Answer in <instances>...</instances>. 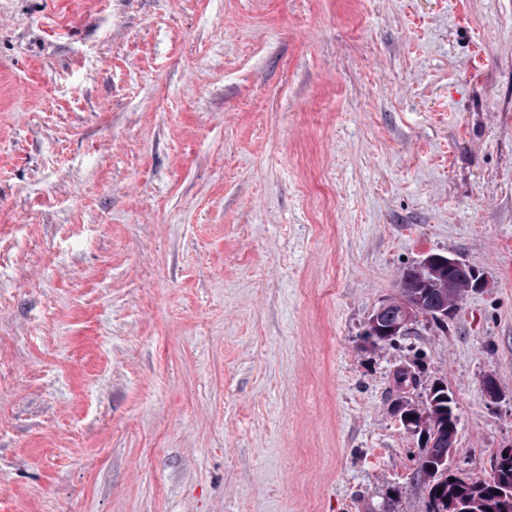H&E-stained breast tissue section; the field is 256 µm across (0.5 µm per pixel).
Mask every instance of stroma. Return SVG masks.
Returning <instances> with one entry per match:
<instances>
[{
  "label": "stroma",
  "instance_id": "1",
  "mask_svg": "<svg viewBox=\"0 0 512 512\" xmlns=\"http://www.w3.org/2000/svg\"><path fill=\"white\" fill-rule=\"evenodd\" d=\"M430 253L486 288L365 347ZM436 382L489 476L512 0H0V512H428Z\"/></svg>",
  "mask_w": 512,
  "mask_h": 512
}]
</instances>
